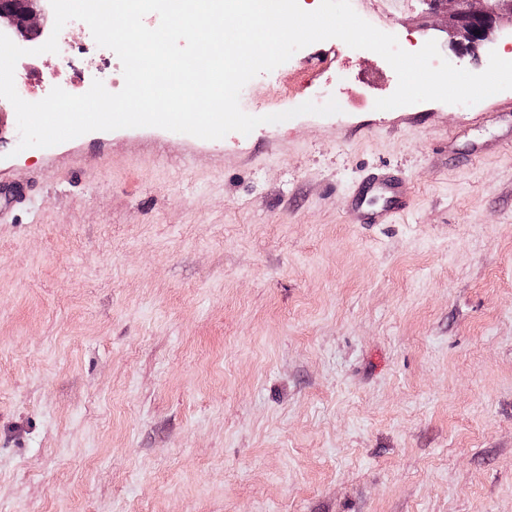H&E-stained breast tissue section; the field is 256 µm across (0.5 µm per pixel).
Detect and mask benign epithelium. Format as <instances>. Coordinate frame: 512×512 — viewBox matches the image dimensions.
<instances>
[{"mask_svg": "<svg viewBox=\"0 0 512 512\" xmlns=\"http://www.w3.org/2000/svg\"><path fill=\"white\" fill-rule=\"evenodd\" d=\"M448 2V34L455 58L461 60L471 51L484 48L495 29L512 26V0H431L434 4ZM50 0H15L0 8V33L16 45L33 49L34 40L45 27Z\"/></svg>", "mask_w": 512, "mask_h": 512, "instance_id": "1", "label": "benign epithelium"}]
</instances>
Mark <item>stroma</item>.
I'll return each instance as SVG.
<instances>
[{"instance_id": "obj_1", "label": "stroma", "mask_w": 512, "mask_h": 512, "mask_svg": "<svg viewBox=\"0 0 512 512\" xmlns=\"http://www.w3.org/2000/svg\"><path fill=\"white\" fill-rule=\"evenodd\" d=\"M405 51L448 9L351 0ZM27 55L21 97L107 80ZM340 113L204 140L156 127L19 149L0 181V512H512V141L473 105L379 110L398 78L338 39L251 82ZM381 167L411 187L354 224ZM409 189L405 181L387 171L374 174L351 193V213L359 224H387L406 207ZM376 198L384 200L382 207L372 206Z\"/></svg>"}]
</instances>
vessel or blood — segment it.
Listing matches in <instances>:
<instances>
[{
  "instance_id": "b4317fda",
  "label": "vessel or blood",
  "mask_w": 512,
  "mask_h": 512,
  "mask_svg": "<svg viewBox=\"0 0 512 512\" xmlns=\"http://www.w3.org/2000/svg\"><path fill=\"white\" fill-rule=\"evenodd\" d=\"M409 189L405 181L387 171L369 177L351 194V213L361 224H385L405 208ZM383 199L382 207H373L374 199Z\"/></svg>"
}]
</instances>
